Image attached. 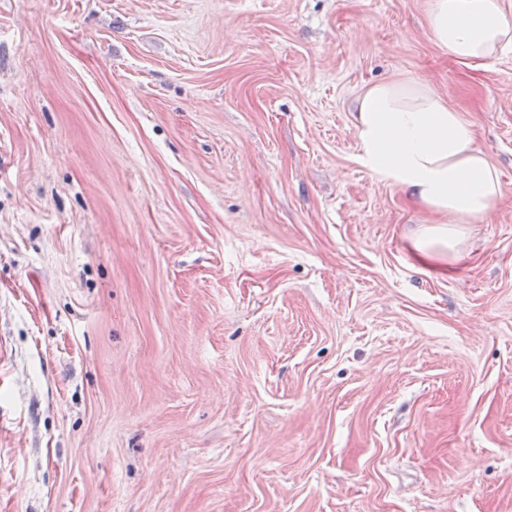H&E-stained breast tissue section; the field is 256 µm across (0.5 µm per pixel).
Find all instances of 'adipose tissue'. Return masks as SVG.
<instances>
[{
	"label": "adipose tissue",
	"instance_id": "obj_1",
	"mask_svg": "<svg viewBox=\"0 0 512 512\" xmlns=\"http://www.w3.org/2000/svg\"><path fill=\"white\" fill-rule=\"evenodd\" d=\"M427 26L464 64L484 66L512 48L502 0H432ZM353 126L361 163L436 218L414 238L419 260L455 259L467 225L486 222L503 196L501 173L476 147L473 123L427 85L403 78L363 89Z\"/></svg>",
	"mask_w": 512,
	"mask_h": 512
}]
</instances>
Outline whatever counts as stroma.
I'll list each match as a JSON object with an SVG mask.
<instances>
[{
  "mask_svg": "<svg viewBox=\"0 0 512 512\" xmlns=\"http://www.w3.org/2000/svg\"><path fill=\"white\" fill-rule=\"evenodd\" d=\"M429 0H0V512H512V50ZM396 77L503 199L447 274L362 166ZM427 26L453 59L475 67L512 48V19L501 0H433Z\"/></svg>",
  "mask_w": 512,
  "mask_h": 512,
  "instance_id": "obj_1",
  "label": "stroma"
}]
</instances>
